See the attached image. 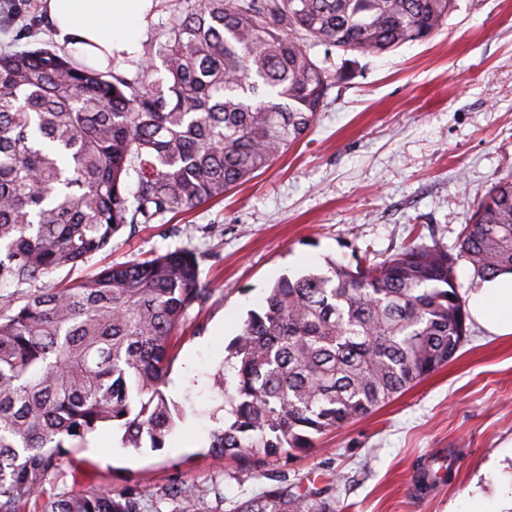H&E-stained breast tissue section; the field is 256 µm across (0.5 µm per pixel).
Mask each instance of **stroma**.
Segmentation results:
<instances>
[{"label":"stroma","mask_w":512,"mask_h":512,"mask_svg":"<svg viewBox=\"0 0 512 512\" xmlns=\"http://www.w3.org/2000/svg\"><path fill=\"white\" fill-rule=\"evenodd\" d=\"M33 22L38 37H23ZM53 39L44 0H0L1 52ZM311 54L336 82L299 144L224 199L137 225L60 273L73 283L186 248L214 293L187 311L172 341L165 393L184 419L165 447L125 448L118 428L97 430L81 451L94 483L66 477L47 496L138 489L148 512H235L274 481L301 479L332 484L347 512H453L477 495L512 512V334L473 318L455 360L315 448L262 462L208 452L228 417L222 390L234 385L228 345L279 278L326 271L327 260L348 263L365 249L380 262L418 237L454 248L474 204L512 174V0H456L426 43L381 55L320 45ZM437 457L451 461V480L418 493V468ZM189 483L215 491L165 499Z\"/></svg>","instance_id":"obj_1"}]
</instances>
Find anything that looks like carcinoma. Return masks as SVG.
<instances>
[{"label":"carcinoma","instance_id":"obj_1","mask_svg":"<svg viewBox=\"0 0 512 512\" xmlns=\"http://www.w3.org/2000/svg\"><path fill=\"white\" fill-rule=\"evenodd\" d=\"M455 0H181L132 73L54 46L0 54V512L70 474L112 425L165 447L182 410L164 392L173 335L212 293L178 249L66 287L54 275L125 228L192 210L270 167L311 128L336 75L308 43L382 54L432 38ZM452 253L410 243L379 263L281 277L228 345L220 457L314 447L446 365L469 318L456 266L512 274V179L477 203ZM422 466L423 485L449 480ZM206 484L171 500L204 499ZM142 493L62 496L45 512H141ZM327 488L281 481L236 512H344Z\"/></svg>","mask_w":512,"mask_h":512}]
</instances>
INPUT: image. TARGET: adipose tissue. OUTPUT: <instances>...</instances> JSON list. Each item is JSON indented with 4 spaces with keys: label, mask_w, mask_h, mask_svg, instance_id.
<instances>
[{
    "label": "adipose tissue",
    "mask_w": 512,
    "mask_h": 512,
    "mask_svg": "<svg viewBox=\"0 0 512 512\" xmlns=\"http://www.w3.org/2000/svg\"><path fill=\"white\" fill-rule=\"evenodd\" d=\"M153 0H45L46 18L62 49L103 69L117 52L135 53ZM469 310L487 329L512 334V278L486 281L470 296Z\"/></svg>",
    "instance_id": "1"
}]
</instances>
